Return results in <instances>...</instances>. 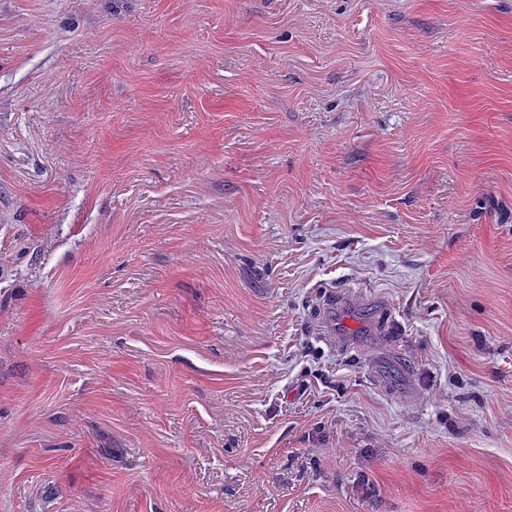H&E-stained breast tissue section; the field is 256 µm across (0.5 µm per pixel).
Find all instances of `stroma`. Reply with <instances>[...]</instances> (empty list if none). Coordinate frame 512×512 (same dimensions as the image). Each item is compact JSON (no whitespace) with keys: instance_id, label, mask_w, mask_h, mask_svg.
Wrapping results in <instances>:
<instances>
[{"instance_id":"35a3bbf8","label":"stroma","mask_w":512,"mask_h":512,"mask_svg":"<svg viewBox=\"0 0 512 512\" xmlns=\"http://www.w3.org/2000/svg\"><path fill=\"white\" fill-rule=\"evenodd\" d=\"M0 512H512V0H0Z\"/></svg>"}]
</instances>
